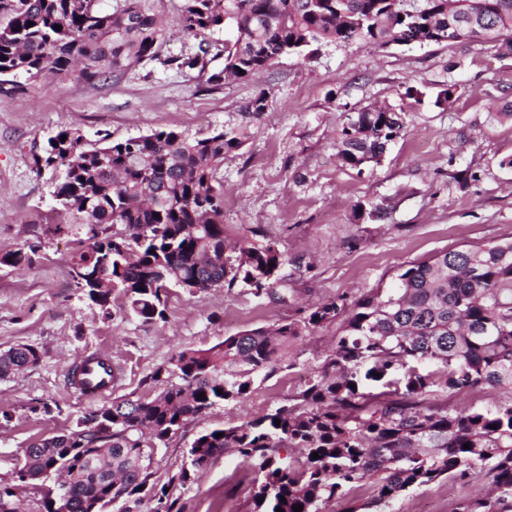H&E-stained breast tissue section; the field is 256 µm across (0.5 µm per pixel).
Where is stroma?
<instances>
[{
    "label": "stroma",
    "instance_id": "stroma-1",
    "mask_svg": "<svg viewBox=\"0 0 512 512\" xmlns=\"http://www.w3.org/2000/svg\"><path fill=\"white\" fill-rule=\"evenodd\" d=\"M183 0H151L168 39L160 60L145 61L91 85L51 75L18 93L0 84V250L23 249L28 263L0 265V351L37 350V364L0 377V483L13 482L25 448L70 433L113 398L153 396L144 380L185 349H206L247 329L286 321L297 307L341 294L358 296L390 284L402 266L442 251L512 240V49L461 41L400 47L328 45L310 59L280 58L248 80L207 84L197 72L165 66L196 54L201 40L179 24ZM458 87L435 106L437 93ZM422 101L405 98L408 86ZM267 89L265 112L242 108ZM375 102L402 106L403 136L381 164L357 173L336 156L337 129L347 113ZM71 128L87 146L174 129L192 138L236 128L245 144L226 154L224 240L275 243L283 255L276 288L285 304L259 302L243 287L189 292L171 289L166 317L145 322L121 303L104 310L71 277L76 243L87 225L71 223L53 191L58 171L38 169L46 139ZM477 177L458 184L457 171ZM365 217H358V210ZM335 326L305 337L293 367L278 370L245 400L216 406L155 449L152 470L177 472L201 431L240 424L270 412L298 392L311 368L329 354ZM103 352L123 367L109 395L82 398L70 387L73 366ZM512 399V386L451 392L452 411ZM250 471L225 455L181 489L186 512H250Z\"/></svg>",
    "mask_w": 512,
    "mask_h": 512
}]
</instances>
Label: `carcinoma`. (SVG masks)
<instances>
[{
	"mask_svg": "<svg viewBox=\"0 0 512 512\" xmlns=\"http://www.w3.org/2000/svg\"><path fill=\"white\" fill-rule=\"evenodd\" d=\"M100 2L0 0V82L53 73L93 83L159 56L167 32L148 0H112L108 9ZM472 21L482 40L512 48V0H183L180 15L181 29L196 36L233 32L224 41V68L207 78L215 86L228 75L267 70L288 52L308 58L315 46L467 40ZM209 48L203 40L199 54L164 64L197 69ZM268 97L260 91L244 114L260 116ZM404 129L401 108L361 109L339 130L337 156L360 173ZM242 145L234 129L194 139L161 129L93 148L76 129L50 137L35 162L65 168L54 194L74 223L124 226L76 252L74 282L96 276L103 297H123L146 322L165 319L168 288L179 283L229 291L242 283L256 298L274 297L283 262L275 244L243 243L231 253L224 245L217 170ZM27 262L20 248L0 253V265ZM335 323L330 354L290 402L199 432L187 464L164 482L154 476L155 448L219 402L246 398L257 380L292 363L303 337ZM29 352L26 345L0 351V376L37 364ZM165 377L155 397L115 398L78 429L25 452L16 481L0 483V496L13 495L23 476L39 481L55 466L66 473L71 512H86L90 500L99 512L110 505L140 512L146 501L151 512H185L174 484L191 483L230 450L254 473L251 512H293L295 505L396 512L407 492L435 481L456 494L452 512H512V400L458 413L435 404L450 391L512 385V240L442 251L407 265L386 288L325 300L209 349L182 350L149 383ZM109 416L112 435L101 437ZM476 481L488 493H470Z\"/></svg>",
	"mask_w": 512,
	"mask_h": 512,
	"instance_id": "obj_1",
	"label": "carcinoma"
}]
</instances>
